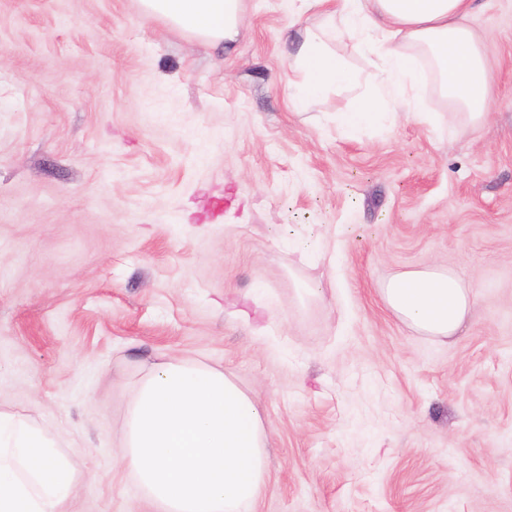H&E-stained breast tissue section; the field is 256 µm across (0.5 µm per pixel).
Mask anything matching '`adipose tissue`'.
<instances>
[{
    "label": "adipose tissue",
    "mask_w": 512,
    "mask_h": 512,
    "mask_svg": "<svg viewBox=\"0 0 512 512\" xmlns=\"http://www.w3.org/2000/svg\"><path fill=\"white\" fill-rule=\"evenodd\" d=\"M295 34L288 100L307 109L346 86L361 93L337 121L345 132L402 116L424 120L421 58L451 111L450 130L483 123L490 82L482 41L469 24L474 0H285ZM158 17L212 46L238 40L240 0H140ZM321 15L304 27L307 12ZM348 37L376 54V78L351 69L331 43ZM403 322L448 338L470 314L474 295L452 273L412 271L383 290ZM121 462L157 512H255L265 481L268 433L263 412L223 369L177 357L142 369L122 423ZM75 474L52 432L0 409V512H67Z\"/></svg>",
    "instance_id": "adipose-tissue-1"
}]
</instances>
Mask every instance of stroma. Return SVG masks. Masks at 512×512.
<instances>
[{
  "label": "stroma",
  "instance_id": "obj_1",
  "mask_svg": "<svg viewBox=\"0 0 512 512\" xmlns=\"http://www.w3.org/2000/svg\"><path fill=\"white\" fill-rule=\"evenodd\" d=\"M487 122L344 133L292 109L283 0L232 54L138 0H0V408L58 437L68 512H154L118 462L134 359L223 366L264 409L256 512H512V0H475ZM475 295L457 336L382 299ZM386 305L408 325L430 336H455L470 314L472 288L453 273L412 271L383 288Z\"/></svg>",
  "mask_w": 512,
  "mask_h": 512
}]
</instances>
